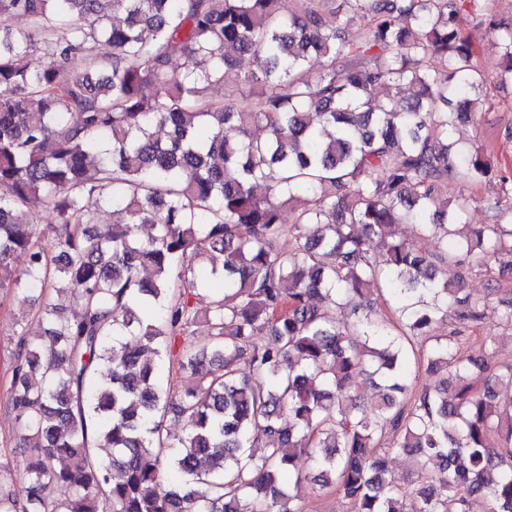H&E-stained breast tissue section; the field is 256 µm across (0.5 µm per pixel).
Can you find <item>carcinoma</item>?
I'll list each match as a JSON object with an SVG mask.
<instances>
[{
	"instance_id": "1",
	"label": "carcinoma",
	"mask_w": 512,
	"mask_h": 512,
	"mask_svg": "<svg viewBox=\"0 0 512 512\" xmlns=\"http://www.w3.org/2000/svg\"><path fill=\"white\" fill-rule=\"evenodd\" d=\"M471 22L512 83V15L488 0H0V290L40 327L7 398L33 453L0 512H297L299 452L350 512H512V364L462 335L487 300L439 275L512 266V164L454 138L485 97ZM451 180L494 181L499 221L463 231ZM93 204L112 222L89 225ZM408 220L434 251L395 236ZM196 261L224 278L204 310L183 300ZM387 293L396 331L366 313L350 340L328 312ZM450 316L462 328L435 335ZM173 357L195 376L175 391ZM421 362L435 380L411 396ZM359 378L381 391L371 414ZM168 409L189 421L177 440Z\"/></svg>"
}]
</instances>
